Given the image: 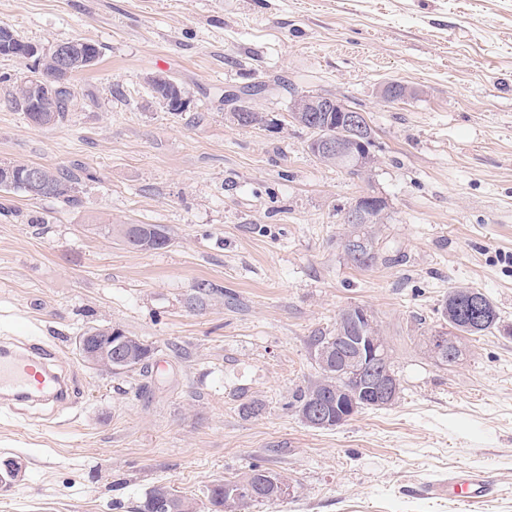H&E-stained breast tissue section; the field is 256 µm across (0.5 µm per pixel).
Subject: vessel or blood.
Masks as SVG:
<instances>
[{"label": "vessel or blood", "instance_id": "1", "mask_svg": "<svg viewBox=\"0 0 512 512\" xmlns=\"http://www.w3.org/2000/svg\"><path fill=\"white\" fill-rule=\"evenodd\" d=\"M56 351L33 342L0 347V404H40L66 401L71 384L57 372ZM496 484L488 472L449 474L448 496L459 502L479 503L492 497Z\"/></svg>", "mask_w": 512, "mask_h": 512}]
</instances>
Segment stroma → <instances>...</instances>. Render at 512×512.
Returning a JSON list of instances; mask_svg holds the SVG:
<instances>
[{"label":"stroma","mask_w":512,"mask_h":512,"mask_svg":"<svg viewBox=\"0 0 512 512\" xmlns=\"http://www.w3.org/2000/svg\"><path fill=\"white\" fill-rule=\"evenodd\" d=\"M0 24L100 51L48 128L9 101L27 61L0 55V163L81 178L77 205L12 191L0 212V337L53 343L76 400L54 423L0 410V465L19 468L0 512H136L158 483L209 512L210 488L254 465L291 493L251 512H512V0H0ZM156 74L185 111L154 98ZM391 81L414 96L386 101ZM254 83L265 124H233L225 93ZM296 92L364 111L365 179L308 151ZM365 194L388 219L358 269L340 237ZM121 224L171 243L126 246L108 232ZM456 287L501 323L446 366L419 339L446 330ZM350 306L389 337L403 391L313 429L292 402L318 371L312 337ZM97 325L150 345L151 373L88 367L76 339ZM467 469L490 470L488 502L425 493ZM118 227L113 228V233L115 230L123 242L127 235H137L141 241H145L144 250L162 249L167 247L171 241L167 229L159 224H123Z\"/></svg>","instance_id":"stroma-1"}]
</instances>
